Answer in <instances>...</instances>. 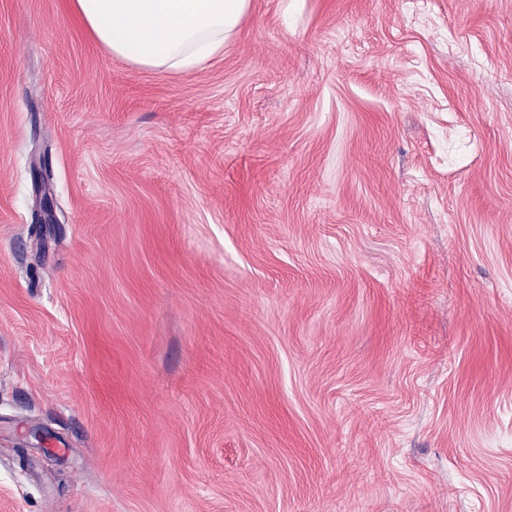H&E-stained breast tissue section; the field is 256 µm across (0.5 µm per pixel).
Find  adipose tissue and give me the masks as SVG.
Returning <instances> with one entry per match:
<instances>
[{"instance_id":"obj_1","label":"adipose tissue","mask_w":512,"mask_h":512,"mask_svg":"<svg viewBox=\"0 0 512 512\" xmlns=\"http://www.w3.org/2000/svg\"><path fill=\"white\" fill-rule=\"evenodd\" d=\"M250 0H72L76 14L115 58L188 73L224 49Z\"/></svg>"}]
</instances>
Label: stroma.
<instances>
[{"mask_svg": "<svg viewBox=\"0 0 512 512\" xmlns=\"http://www.w3.org/2000/svg\"><path fill=\"white\" fill-rule=\"evenodd\" d=\"M0 512H512V0H0ZM250 0H72L76 14L115 58L189 73L224 51ZM32 177L35 184V188L40 195L39 206L41 211V223L40 224H55L53 215V203L50 196L45 192V178L42 167L34 164L32 168Z\"/></svg>", "mask_w": 512, "mask_h": 512, "instance_id": "obj_1", "label": "stroma"}]
</instances>
